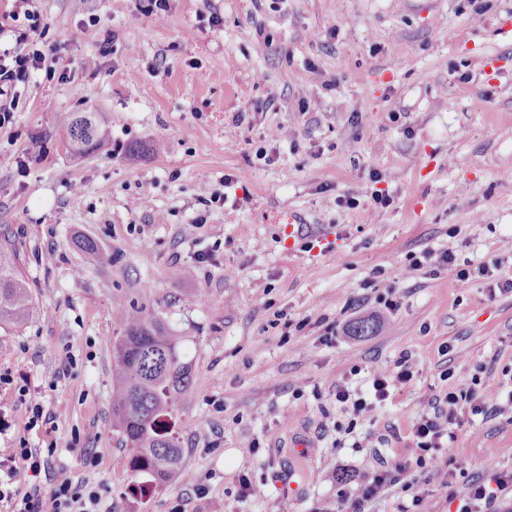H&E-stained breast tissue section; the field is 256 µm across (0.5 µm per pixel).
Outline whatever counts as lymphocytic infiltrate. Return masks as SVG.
Returning a JSON list of instances; mask_svg holds the SVG:
<instances>
[{"instance_id": "lymphocytic-infiltrate-1", "label": "lymphocytic infiltrate", "mask_w": 512, "mask_h": 512, "mask_svg": "<svg viewBox=\"0 0 512 512\" xmlns=\"http://www.w3.org/2000/svg\"><path fill=\"white\" fill-rule=\"evenodd\" d=\"M32 0H16V14L27 22L21 33L28 49L24 52H0V125L9 121L16 107L18 84L26 82L46 60L44 51L45 25L41 16L31 10ZM413 374L406 360H398L394 367L374 372L372 396L340 385L336 388L338 402L350 406L356 417H369L377 403L385 401L391 387L408 383ZM503 380L490 372L475 378L467 389L451 390L435 399L432 412L423 416L416 427L415 456L409 460L392 458L382 461L379 468L364 484L355 499L341 498L339 512H364V505L390 488L411 492V507L421 506L425 492L420 488V472L434 461L441 448L443 436L451 434L453 427L461 425L465 415L502 414L512 411V391L504 392ZM512 488V474L494 471L472 478L466 487L456 512H500L502 494ZM100 493L88 483L74 480L64 469L56 471L46 489L21 492L0 481V503L7 512H98Z\"/></svg>"}]
</instances>
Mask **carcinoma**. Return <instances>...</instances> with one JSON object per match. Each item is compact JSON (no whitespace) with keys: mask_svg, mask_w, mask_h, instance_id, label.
Wrapping results in <instances>:
<instances>
[{"mask_svg":"<svg viewBox=\"0 0 512 512\" xmlns=\"http://www.w3.org/2000/svg\"><path fill=\"white\" fill-rule=\"evenodd\" d=\"M107 136V122L99 113L79 112L68 126L67 144L82 157ZM34 310L30 289L18 275L16 253L1 245L0 325L18 324ZM113 321L120 335L112 342V430L132 449L129 469L137 479L132 494L142 498L188 475L176 427L192 361L182 337L171 335L147 307H121Z\"/></svg>","mask_w":512,"mask_h":512,"instance_id":"carcinoma-1","label":"carcinoma"}]
</instances>
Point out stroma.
Returning <instances> with one entry per match:
<instances>
[{
  "label": "stroma",
  "instance_id": "35a3bbf8",
  "mask_svg": "<svg viewBox=\"0 0 512 512\" xmlns=\"http://www.w3.org/2000/svg\"><path fill=\"white\" fill-rule=\"evenodd\" d=\"M167 4L32 2L50 51L0 126V241L37 310L0 327V446L54 445L14 487L65 468L101 512H336L380 459L414 455L431 401L483 370L512 375V0ZM92 54L95 72L79 64ZM77 112L109 120L93 155L66 145ZM214 192L223 206L204 208ZM426 249L453 269L413 267ZM121 305L185 339L178 428L204 494L179 479L130 493L110 401ZM360 320L374 332L351 335ZM405 354L411 381L369 418L337 402ZM34 399L52 424L29 426ZM454 434L420 475L422 512H455L473 476L512 470V413ZM240 473L261 497L240 500Z\"/></svg>",
  "mask_w": 512,
  "mask_h": 512
}]
</instances>
